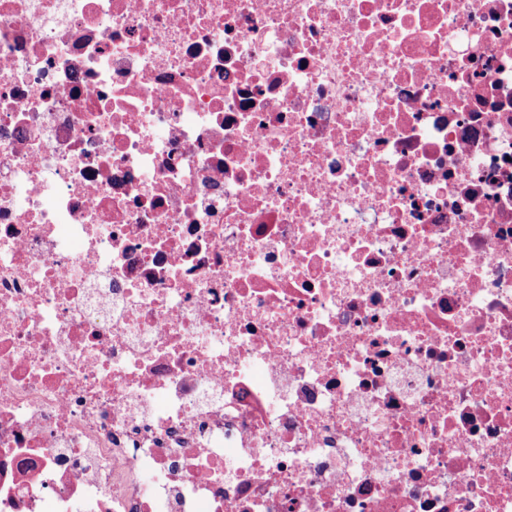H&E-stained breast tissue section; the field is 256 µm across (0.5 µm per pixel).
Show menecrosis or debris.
Masks as SVG:
<instances>
[{
	"mask_svg": "<svg viewBox=\"0 0 512 512\" xmlns=\"http://www.w3.org/2000/svg\"><path fill=\"white\" fill-rule=\"evenodd\" d=\"M0 512H512V0H0Z\"/></svg>",
	"mask_w": 512,
	"mask_h": 512,
	"instance_id": "1",
	"label": "necrosis or debris"
}]
</instances>
